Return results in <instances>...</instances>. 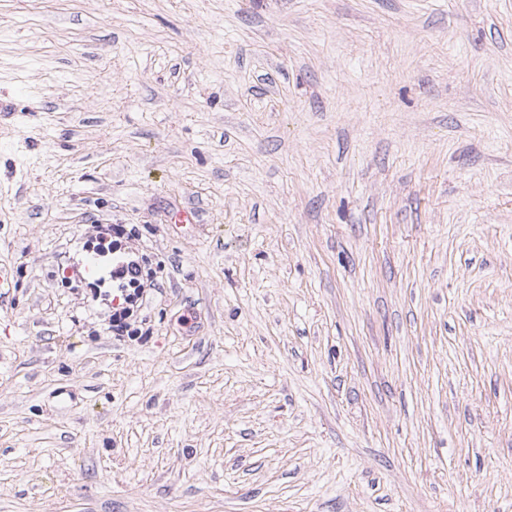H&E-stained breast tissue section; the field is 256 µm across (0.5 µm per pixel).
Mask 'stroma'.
<instances>
[{
	"label": "stroma",
	"mask_w": 512,
	"mask_h": 512,
	"mask_svg": "<svg viewBox=\"0 0 512 512\" xmlns=\"http://www.w3.org/2000/svg\"><path fill=\"white\" fill-rule=\"evenodd\" d=\"M1 269L0 512H512V0H0ZM98 233L91 240L80 243L82 263H73L61 267L62 282L75 283L76 287L85 286L92 302L101 301L108 306L106 330L115 336L132 338L140 332L134 327V317L143 302L146 286L154 285L156 271L143 266L136 253L122 251L123 240L130 239L125 225L98 224ZM93 259L98 273L90 277L86 270L88 260ZM68 270L69 275H66ZM67 273V274H68ZM113 288V289H112ZM112 290L120 295L112 298ZM116 306H112L115 298Z\"/></svg>",
	"instance_id": "obj_1"
}]
</instances>
